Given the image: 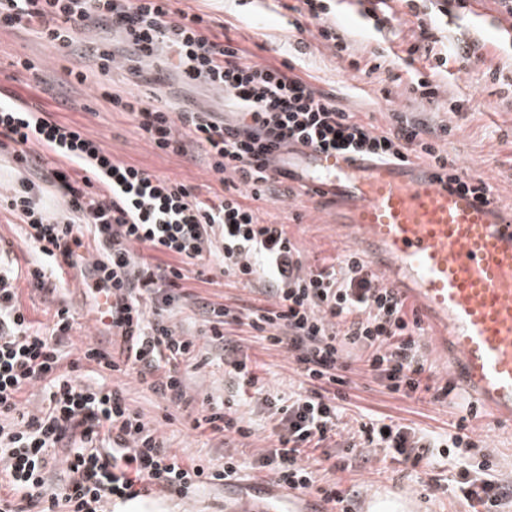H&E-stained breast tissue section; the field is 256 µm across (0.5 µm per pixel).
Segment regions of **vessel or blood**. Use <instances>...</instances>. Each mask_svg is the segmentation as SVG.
Masks as SVG:
<instances>
[{"label": "vessel or blood", "instance_id": "b4317fda", "mask_svg": "<svg viewBox=\"0 0 512 512\" xmlns=\"http://www.w3.org/2000/svg\"><path fill=\"white\" fill-rule=\"evenodd\" d=\"M288 174L298 198L316 197L336 227L430 328L451 372L492 424H512V219L488 190L450 184L445 171L407 159L355 160L303 148ZM100 325L112 322V293L86 280ZM224 495L257 512H331L255 478L224 483Z\"/></svg>", "mask_w": 512, "mask_h": 512}]
</instances>
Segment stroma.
<instances>
[{"instance_id":"35a3bbf8","label":"stroma","mask_w":512,"mask_h":512,"mask_svg":"<svg viewBox=\"0 0 512 512\" xmlns=\"http://www.w3.org/2000/svg\"><path fill=\"white\" fill-rule=\"evenodd\" d=\"M297 4L298 0L173 2L174 8L209 15L234 46L245 49L254 61L300 64L317 90L334 95L347 111L378 130L391 128L399 111L435 127L449 126L451 133L438 139L439 148L447 151L459 167L490 179L499 202L512 203V20L502 14L497 0H468L463 19L439 23L434 29L435 38L445 43L461 38L477 43L481 62L463 72L456 65H449L447 72L436 78L440 89L432 102L411 91L412 72L428 73L429 60L419 55L409 64L405 57L418 35V13L437 12L433 0H421L415 12L404 6L375 15L370 12V0H331L327 20L336 24L351 44L343 55L319 37L315 23L306 22L301 32L293 28ZM383 47L395 54L394 63L365 73L364 65L371 61L373 52ZM73 67L83 71L85 82L70 80L68 71ZM493 70L500 71V80L490 79ZM131 91L180 105L188 103L216 112L223 109V100L215 92L192 91L171 81L136 85L126 68L119 65L113 67L109 80H102L92 56L67 55L34 32L0 27V96L21 95L30 105L51 113L56 121L80 127L117 161L149 169L204 192L220 190L219 181L201 156L152 149L126 113L113 111L110 95ZM455 99L463 100L461 111H451L450 103ZM255 206L264 222L285 225L306 266L324 267L352 251L350 243L337 231L333 216L314 202L291 207L278 196L256 201ZM31 256L24 225L10 212L0 210V259L22 267ZM15 286L30 317L42 325H52L55 313L62 307L73 311L74 325L64 347L70 358H77L85 346L93 343L92 316L74 277L57 283L51 294L34 289L23 278ZM183 289L187 297L173 310L172 321L178 330L188 334L201 329L196 298L239 307L259 297L258 291L233 284L219 270L202 273L194 265L188 268ZM227 332L241 342L238 356L225 355L221 349L206 345L198 360L180 364L179 370L195 400L206 396L234 399L238 416L252 426L250 437L230 439L194 428L196 412L192 409L166 420L167 403L146 384L131 376L110 379L111 385L124 389L130 404L144 412L163 435L167 448L178 457H201L216 465L223 464L225 455L233 452L252 458L269 446L278 424L276 408L267 402V395L285 398L301 390L302 378L286 349L268 346L251 336L243 325H230ZM236 358L245 361L260 377L264 391L249 387L241 393L236 391L230 374L231 362ZM350 379L339 434L331 448L333 455H341L360 424L371 419L403 424L417 434L443 440L460 417L455 406L445 400H432L427 393L395 394L360 371L351 373ZM470 430L474 439L494 456L498 478L512 477V429L498 428L476 418L471 420ZM355 452L357 459L352 468L326 469L323 478L338 481L343 490L359 497L387 491L389 512H395L403 496L413 488L420 495L418 512H451L460 503L451 490L452 474L445 457L435 456L431 466L414 468L382 448L359 446ZM189 507L194 512H225L223 486L184 498H163L151 505L153 512H185Z\"/></svg>"}]
</instances>
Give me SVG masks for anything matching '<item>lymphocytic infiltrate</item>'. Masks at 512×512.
Returning a JSON list of instances; mask_svg holds the SVG:
<instances>
[{
  "label": "lymphocytic infiltrate",
  "instance_id": "1",
  "mask_svg": "<svg viewBox=\"0 0 512 512\" xmlns=\"http://www.w3.org/2000/svg\"><path fill=\"white\" fill-rule=\"evenodd\" d=\"M172 2L0 0V27L35 31L63 49H76L89 24L110 27L127 50L119 56L109 46H96L101 76H109L120 59L136 80L167 69L224 95L220 117L158 105L134 93L110 98L113 111L127 113L154 149L200 151L223 187L219 193L116 161L80 128L60 124L25 101H0V151L24 173L13 195L0 198V209L25 224L38 250L25 273L0 264V477L9 485L0 491V512H110L113 504L140 498L150 488L184 496L238 478L245 464L231 455L220 469L183 463L131 408L123 389L84 380L90 365L118 372L147 384L170 406L182 407L188 399L179 362L195 356L202 337L236 352L225 334L232 323L285 347L308 383L281 407L276 442L258 461L277 484L315 487L334 503L347 502L336 485L317 486L307 458L336 433L348 350L364 351L368 372L391 392L409 396L425 388L424 329L399 292L381 283L354 253L321 269L304 267L285 226L261 222L250 202L275 196L285 175L280 158L307 146L376 159H398L409 149L449 171L451 183L471 186L477 176L459 169L434 144L447 127L435 129L400 115L392 128L377 131L334 96L317 91L295 66L254 62L216 33L209 16L173 10ZM419 28L420 38L409 51L433 55L435 69L454 62L467 70L479 63L475 44L461 41L438 52L428 23ZM33 144L57 159L54 167L41 169L38 182L27 176L39 169L29 150ZM46 183L62 196L61 215H49L41 204ZM144 248L156 253L158 262L146 261ZM204 259L243 287L266 281L269 305L235 311L205 301L202 337L178 332L168 314L182 297L186 266ZM50 265L88 272L97 287L111 289L117 355L90 344L61 370V345L73 328V314L60 308L52 326L41 329L14 286L23 276L34 288L47 289ZM37 385L47 406L24 411L20 397ZM462 410L445 444L455 492L481 512H501L512 500V484L494 476L493 461L480 454L478 441L467 432L476 406L467 403ZM194 423L223 435L251 434L231 408L208 397ZM361 437L414 467L427 461L434 446L411 427L380 420L363 424ZM476 455L481 461L475 466ZM56 466L63 476L53 483L48 473Z\"/></svg>",
  "mask_w": 512,
  "mask_h": 512
}]
</instances>
